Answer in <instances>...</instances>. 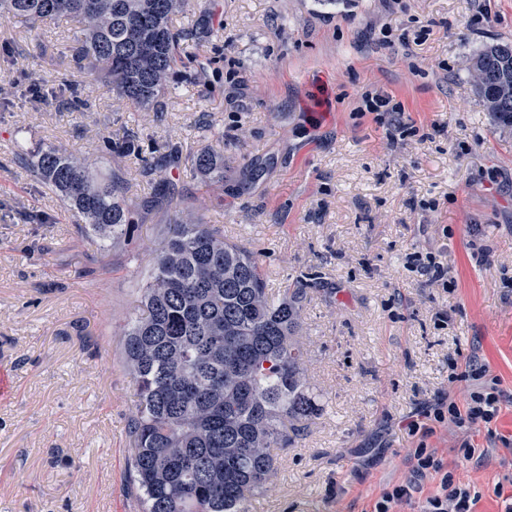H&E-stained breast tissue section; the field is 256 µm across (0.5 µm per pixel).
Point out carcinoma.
Wrapping results in <instances>:
<instances>
[{"mask_svg": "<svg viewBox=\"0 0 512 512\" xmlns=\"http://www.w3.org/2000/svg\"><path fill=\"white\" fill-rule=\"evenodd\" d=\"M187 0H0V19L82 24L67 47L92 79L112 84L139 108L162 111L186 32L171 16ZM477 94L494 121L512 129V44L473 58ZM193 167L224 183V152L210 146ZM83 228L115 243L132 223L121 171L106 177L84 159L48 146L30 163ZM170 182L147 206L168 205ZM306 283L269 299L257 258L224 241L212 224H173L152 253L134 317L122 329V357L139 401L128 434V479L143 512H250L288 446L320 415L299 335Z\"/></svg>", "mask_w": 512, "mask_h": 512, "instance_id": "carcinoma-1", "label": "carcinoma"}]
</instances>
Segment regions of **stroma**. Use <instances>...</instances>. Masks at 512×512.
<instances>
[{
	"instance_id": "35a3bbf8",
	"label": "stroma",
	"mask_w": 512,
	"mask_h": 512,
	"mask_svg": "<svg viewBox=\"0 0 512 512\" xmlns=\"http://www.w3.org/2000/svg\"><path fill=\"white\" fill-rule=\"evenodd\" d=\"M190 3L175 19L190 31L179 84L158 114L89 84L63 52L73 23L0 24V372L12 385L0 396V512H141L125 480L136 390L119 333L186 208L258 257L269 296L307 284L302 341L323 410L279 449L253 512H373L413 480L421 493L392 512H424L440 476L416 478L421 446L479 492L474 512H504L512 132L478 96L471 63L512 43V0ZM367 93L392 97L414 132L389 135L359 112ZM129 140L140 155L118 152ZM215 143L224 184L208 189L191 158ZM49 145L124 172L130 238L102 249L19 163ZM162 181L178 198L147 207ZM429 255L447 282L420 270ZM473 357L486 376L470 375ZM494 377L500 413L471 433L464 460L436 404L465 405Z\"/></svg>"
}]
</instances>
